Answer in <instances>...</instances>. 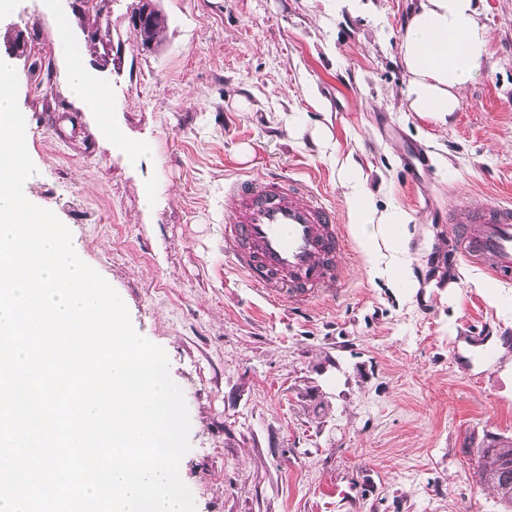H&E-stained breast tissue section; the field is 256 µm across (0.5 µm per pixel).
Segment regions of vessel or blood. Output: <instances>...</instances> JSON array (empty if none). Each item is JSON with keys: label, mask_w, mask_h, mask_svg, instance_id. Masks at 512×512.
<instances>
[{"label": "vessel or blood", "mask_w": 512, "mask_h": 512, "mask_svg": "<svg viewBox=\"0 0 512 512\" xmlns=\"http://www.w3.org/2000/svg\"><path fill=\"white\" fill-rule=\"evenodd\" d=\"M224 252L277 301L308 303L340 288L344 238L334 211L302 181L270 175L229 188ZM459 253L485 264L488 288L512 280V205L477 203L459 227Z\"/></svg>", "instance_id": "vessel-or-blood-1"}]
</instances>
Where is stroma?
Listing matches in <instances>:
<instances>
[{
    "mask_svg": "<svg viewBox=\"0 0 512 512\" xmlns=\"http://www.w3.org/2000/svg\"><path fill=\"white\" fill-rule=\"evenodd\" d=\"M136 4L105 0L107 50L89 37L95 9L13 0L0 55L33 119L26 197L168 356L196 512H505L477 451L512 438V283L488 291L483 266L451 260L448 213L512 202V0H482L484 68L444 121L405 98L400 45L418 0H157L167 25L150 51L128 20ZM76 62L108 110L74 98ZM350 159L378 212L406 213L416 289L366 262ZM271 173L335 209L347 239L335 296L272 300L225 258V183ZM471 336L492 337L502 363H481Z\"/></svg>",
    "mask_w": 512,
    "mask_h": 512,
    "instance_id": "35a3bbf8",
    "label": "stroma"
}]
</instances>
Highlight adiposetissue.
Instances as JSON below:
<instances>
[{
  "mask_svg": "<svg viewBox=\"0 0 512 512\" xmlns=\"http://www.w3.org/2000/svg\"><path fill=\"white\" fill-rule=\"evenodd\" d=\"M486 46L477 0H419L400 46L410 110L430 119L458 111L462 89L483 69ZM345 173L350 186L346 200L368 263L381 275L401 278L404 287H413L411 277L403 273L406 262L395 236L405 229V216L396 211L378 214L356 167L346 165Z\"/></svg>",
  "mask_w": 512,
  "mask_h": 512,
  "instance_id": "1",
  "label": "adipose tissue"
}]
</instances>
